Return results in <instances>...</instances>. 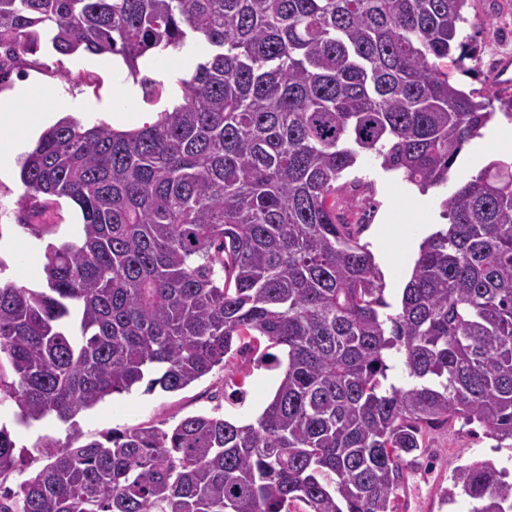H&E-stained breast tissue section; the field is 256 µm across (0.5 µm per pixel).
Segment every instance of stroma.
<instances>
[{"label": "stroma", "mask_w": 512, "mask_h": 512, "mask_svg": "<svg viewBox=\"0 0 512 512\" xmlns=\"http://www.w3.org/2000/svg\"><path fill=\"white\" fill-rule=\"evenodd\" d=\"M466 15L469 22L461 36L473 44L476 52L466 60L465 72L454 73V81L467 91L485 95L498 90L503 96H512V84L501 87L490 80L498 62L512 57V0H470ZM26 60V66L0 81V92L20 83L35 87L57 85L69 96L90 103V111L79 115L89 125L107 121L109 112L116 110L127 112L132 129L155 118L154 105L144 98H123L120 83L112 72L111 56L84 52L61 55L43 44ZM506 143V137L493 139L488 131H481L464 145L447 186L429 189L418 200L410 198L407 183L380 168L374 155L360 156L351 172L352 177L362 182L355 196L360 200L361 212L369 216L360 240L368 245L380 241L390 254L389 262L380 268L384 296L389 303H398L401 297L418 255L417 242L427 237L430 225L442 222L445 199L454 186L476 175V168L468 163L471 154L481 153L491 162L498 158ZM391 225L396 226V233H388ZM81 235L79 214L64 202L53 209L50 223L29 227L9 221L0 237V255L6 257L12 278L38 288L44 282L46 243L76 242ZM278 383V370L260 362L258 353L244 349L235 352L227 366L214 367L208 375L180 391L156 389L148 393L139 385L131 392L113 394L81 413L73 431L53 418L29 427L19 425L14 418V406L0 405V424L11 431L20 455L17 467L0 475V486L18 488L45 465V458L35 449L39 438L66 442L75 434L84 443L112 429L154 426L167 430L181 419L199 414L252 423L272 399ZM479 459L495 460L498 466L512 472V448L498 447L496 440L486 437L481 428L470 431L457 424L429 429L422 455L404 471L398 490L400 512H469L465 498L446 504L442 497L452 486L454 468Z\"/></svg>", "instance_id": "stroma-1"}]
</instances>
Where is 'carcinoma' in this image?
Segmentation results:
<instances>
[{
	"mask_svg": "<svg viewBox=\"0 0 512 512\" xmlns=\"http://www.w3.org/2000/svg\"><path fill=\"white\" fill-rule=\"evenodd\" d=\"M467 2L0 0V81L45 32L133 78L146 57L205 46L153 122L65 117L23 155L36 214L68 200L83 235L46 246L43 287L0 280V405L74 430L135 385L187 387L237 343L282 350L255 422L46 439L47 464L0 492V512H398L426 429L460 420L512 441V162L455 187L393 312L341 182L369 151L443 186L494 118L451 82L473 53ZM15 448L1 425L0 474ZM507 477L460 465L445 496L512 512Z\"/></svg>",
	"mask_w": 512,
	"mask_h": 512,
	"instance_id": "1",
	"label": "carcinoma"
}]
</instances>
